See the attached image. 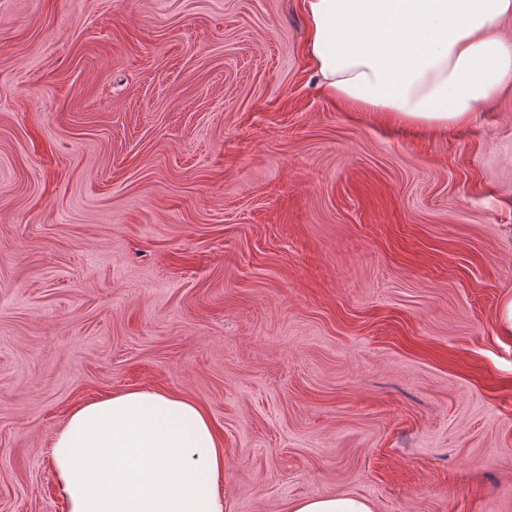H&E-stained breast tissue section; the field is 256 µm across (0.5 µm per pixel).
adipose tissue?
<instances>
[{"label": "adipose tissue", "mask_w": 512, "mask_h": 512, "mask_svg": "<svg viewBox=\"0 0 512 512\" xmlns=\"http://www.w3.org/2000/svg\"><path fill=\"white\" fill-rule=\"evenodd\" d=\"M323 91L405 124L461 125L512 86V0H302ZM66 512H224V444L194 399L127 389L47 450Z\"/></svg>", "instance_id": "1"}]
</instances>
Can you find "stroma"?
Segmentation results:
<instances>
[{
	"instance_id": "stroma-1",
	"label": "stroma",
	"mask_w": 512,
	"mask_h": 512,
	"mask_svg": "<svg viewBox=\"0 0 512 512\" xmlns=\"http://www.w3.org/2000/svg\"><path fill=\"white\" fill-rule=\"evenodd\" d=\"M301 0H0V512L126 389L224 512H512V89L445 130L323 94ZM290 512H372L367 501L353 497H315L300 500Z\"/></svg>"
}]
</instances>
